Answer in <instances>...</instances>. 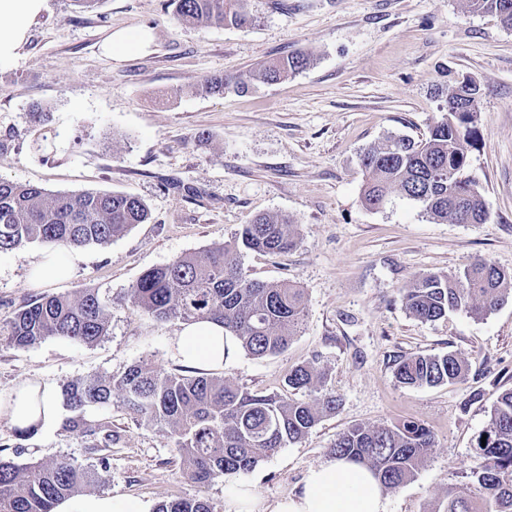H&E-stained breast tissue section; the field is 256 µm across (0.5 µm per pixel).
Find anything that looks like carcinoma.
<instances>
[{
	"mask_svg": "<svg viewBox=\"0 0 512 512\" xmlns=\"http://www.w3.org/2000/svg\"><path fill=\"white\" fill-rule=\"evenodd\" d=\"M174 18L215 26L245 28L251 17L247 0H173ZM472 12L491 13L512 29V0H467ZM310 65L303 53H292L261 66L255 74L215 75L205 92L243 91L254 79L274 82ZM480 88L455 85L440 106L441 117L426 137H391L367 149L361 158L367 174L363 199L371 209L387 202L394 190L419 202L428 216L453 224H481L488 211L473 181L458 176L468 166L477 142ZM149 219L145 202L118 192L51 193L0 178V252L28 243L80 248L106 245ZM287 217L259 215L242 226L231 244L215 245L181 256L144 272L128 300L160 323L213 321L255 357L281 353L304 324L303 289L287 282L248 277L241 258L247 250L270 255L297 246ZM512 298V272L476 260L456 273L416 277L402 291L406 311L422 322H435L452 311L482 319ZM108 314L92 288L72 299L46 295L16 310L4 342L24 349L47 338L93 344L107 334ZM468 363L452 353L416 354L400 360L395 374L408 386H435L463 379ZM323 372L314 360L291 369L287 385L311 389ZM72 415L63 427L90 437L96 448L112 447L111 422L94 415L112 411L114 398L143 425L172 439L184 479L204 484L215 477L248 472L260 461L300 441L328 415L339 399L332 393L309 401L248 391L224 377L161 371L147 362L128 367L120 376L75 379L64 389ZM486 443L476 442L480 463L471 481L448 489L445 512H512V389L500 394L488 426ZM435 447L430 431L416 421L391 426L356 425L342 432L329 453L369 468L385 488L412 478ZM100 475L58 458L18 465L0 459V512H54L55 505L98 482ZM155 512H212L201 498L159 502Z\"/></svg>",
	"mask_w": 512,
	"mask_h": 512,
	"instance_id": "carcinoma-1",
	"label": "carcinoma"
}]
</instances>
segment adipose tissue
I'll return each instance as SVG.
<instances>
[{
	"instance_id": "ef3b65f1",
	"label": "adipose tissue",
	"mask_w": 512,
	"mask_h": 512,
	"mask_svg": "<svg viewBox=\"0 0 512 512\" xmlns=\"http://www.w3.org/2000/svg\"><path fill=\"white\" fill-rule=\"evenodd\" d=\"M47 0H0V67L15 62L30 26L45 11ZM180 361L196 368H220L225 352H236L233 338L222 326L205 322L184 326L174 339ZM42 407L29 411L24 400H16L6 416L17 427L38 424L46 428L59 415L60 397L50 387L41 389ZM228 512H387L383 490L366 468L345 459H333L311 468L297 493L274 503L261 500L251 482L239 481L226 491ZM54 512H150L147 502L103 495L65 500Z\"/></svg>"
}]
</instances>
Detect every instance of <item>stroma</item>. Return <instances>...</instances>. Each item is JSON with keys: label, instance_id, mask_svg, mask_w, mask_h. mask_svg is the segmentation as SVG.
Instances as JSON below:
<instances>
[{"label": "stroma", "instance_id": "obj_1", "mask_svg": "<svg viewBox=\"0 0 512 512\" xmlns=\"http://www.w3.org/2000/svg\"><path fill=\"white\" fill-rule=\"evenodd\" d=\"M466 0H249L250 27H214L173 18L170 0H48L17 61L0 69V177L56 192H120L147 204L151 219L106 245L74 249L67 275L32 283L44 247L0 253V325L29 300L96 289L109 330L94 344L49 338L24 350L0 344V401L28 385L63 392L74 379L119 375L142 359L171 371L182 363L173 341L182 324L159 323L129 303L148 269L232 242L254 216L290 218L297 247L246 252L251 278L303 288L302 332L283 352L237 351L222 374L252 391L309 399L286 386L289 371L318 361L323 391L340 400L305 438L279 449L245 477L268 503L300 486L328 461L336 437L353 425L417 421L435 446L407 482L385 490L388 512H444L449 488L466 483L479 460L478 435L498 395L512 388V299L482 319L465 312L419 321L401 302L416 276L458 272L477 259L512 272V29ZM151 28L149 51L116 60L100 46L115 30ZM302 52L307 69L248 91L207 95L200 84L240 75ZM474 78L480 99L478 145L466 174L483 195L482 224L432 220L421 204L393 191L380 209L365 206L362 152L394 135L427 133L439 116V90ZM50 111L33 125V103ZM453 353L469 363L464 379L408 387L397 363ZM111 448L62 425L18 440L0 419V458L18 464L64 456L109 476L95 494L157 505L198 496L226 512L227 475L185 480L171 442L112 407Z\"/></svg>", "mask_w": 512, "mask_h": 512}]
</instances>
